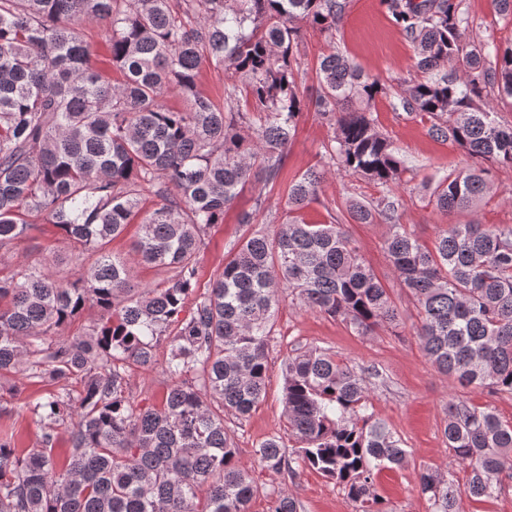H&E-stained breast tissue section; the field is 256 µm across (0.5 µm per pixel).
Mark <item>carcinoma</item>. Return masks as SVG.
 Wrapping results in <instances>:
<instances>
[{
    "instance_id": "carcinoma-1",
    "label": "carcinoma",
    "mask_w": 512,
    "mask_h": 512,
    "mask_svg": "<svg viewBox=\"0 0 512 512\" xmlns=\"http://www.w3.org/2000/svg\"><path fill=\"white\" fill-rule=\"evenodd\" d=\"M422 76L395 95L331 47L317 88L299 75L300 27L336 29L347 0H0V247L41 215L95 262L71 279L29 262L0 278V376L25 373L59 387L29 403L43 422L39 447L0 437V512H248L257 492L224 413L245 418L268 378L273 317L284 292L359 336L402 324L399 308L364 262L347 225L388 226L384 250L414 301L413 336L463 387L512 396V225L450 224L433 247L401 223L394 188L404 161L373 118L380 96L429 123L428 135L476 159L434 181L429 203L475 209L495 167H512V123L487 101L512 99V46L473 35L462 0H386ZM110 27L113 82L90 63L76 22ZM224 69V92L199 89L203 65ZM178 96L183 106L167 98ZM333 122L322 165L288 184V214L272 215L288 146L303 112ZM333 171L372 182L379 197L348 198L329 221L302 211ZM251 231L223 271L199 280L208 230L247 185ZM136 228L141 261L172 272L134 288L112 240ZM194 297L186 317L185 303ZM88 305L104 311L83 336L60 335ZM167 341L174 383L158 405L131 397L126 368H149ZM376 370L318 347L284 361L286 431L255 449L271 472L312 470L336 482L352 512H391L375 472L401 468L408 450L370 409ZM80 384L78 395L68 383ZM70 450L55 451L58 426ZM443 436L468 478L430 466L416 473L430 512H459L462 496L491 498L512 478V421L464 399L446 406ZM269 512H299L272 487Z\"/></svg>"
}]
</instances>
